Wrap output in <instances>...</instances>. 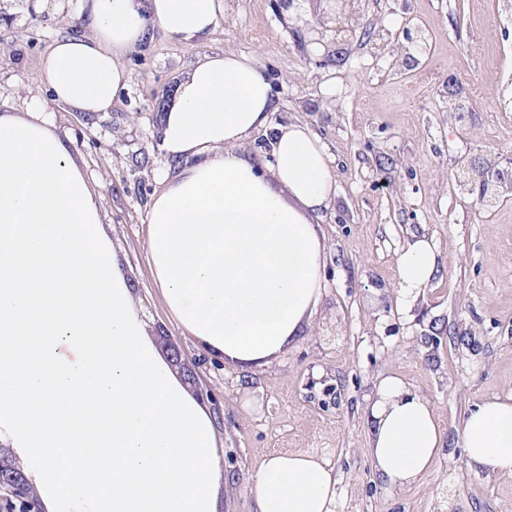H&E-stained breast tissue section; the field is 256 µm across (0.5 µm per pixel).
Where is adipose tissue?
<instances>
[{
	"label": "adipose tissue",
	"mask_w": 512,
	"mask_h": 512,
	"mask_svg": "<svg viewBox=\"0 0 512 512\" xmlns=\"http://www.w3.org/2000/svg\"><path fill=\"white\" fill-rule=\"evenodd\" d=\"M224 0H81L83 32L40 61L53 103L104 115L125 57L155 34L210 37ZM271 86L244 55H202L158 122L168 183L147 208L148 262L171 320L211 360L262 368L308 336L323 295L317 224L336 193L321 140L271 126ZM272 131L270 174L244 155ZM103 202L45 118L0 113V439L54 512H221L218 424L149 338L102 224ZM427 238L397 258L399 292L437 272ZM365 452L388 488L416 483L445 446L435 408L395 376L367 405ZM478 474L512 475V392L465 418ZM329 462L276 454L249 479L255 512H336Z\"/></svg>",
	"instance_id": "obj_1"
}]
</instances>
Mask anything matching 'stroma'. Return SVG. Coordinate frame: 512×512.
I'll return each instance as SVG.
<instances>
[{
  "label": "stroma",
  "instance_id": "obj_1",
  "mask_svg": "<svg viewBox=\"0 0 512 512\" xmlns=\"http://www.w3.org/2000/svg\"><path fill=\"white\" fill-rule=\"evenodd\" d=\"M211 40L156 35L125 58L128 88L105 118L69 108L52 119L103 201L112 238L151 336L199 360L222 402V512H254L250 476L275 453H307L335 468L337 512H512V476L471 471L458 436L475 403L512 392V191L483 209L459 184L462 156L512 159V9L504 0H361V29L337 40L336 19L312 43L314 0H225ZM432 49L404 65L388 39L404 24ZM80 0H0V111L47 103L39 60L79 33ZM251 56L267 77L275 125H308L334 161L337 195L320 220L325 291L308 337L274 364H212L170 322L147 263L144 216L162 190L156 117L187 67L206 53ZM468 101L448 109V82ZM439 270L413 302L398 298L396 260L417 237ZM394 373L432 402L446 432L434 469L389 489L364 452L366 405Z\"/></svg>",
  "mask_w": 512,
  "mask_h": 512
}]
</instances>
